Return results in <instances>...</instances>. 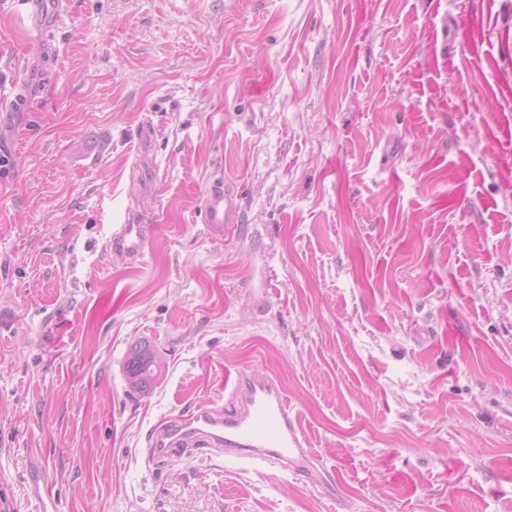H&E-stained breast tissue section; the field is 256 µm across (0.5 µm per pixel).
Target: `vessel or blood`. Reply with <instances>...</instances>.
<instances>
[{
    "label": "vessel or blood",
    "mask_w": 512,
    "mask_h": 512,
    "mask_svg": "<svg viewBox=\"0 0 512 512\" xmlns=\"http://www.w3.org/2000/svg\"><path fill=\"white\" fill-rule=\"evenodd\" d=\"M24 28L37 27L39 12L59 20L64 0H8ZM203 222L211 234L233 233L241 221V197L226 181H212L202 199ZM151 242V227L124 221L112 233L114 254L136 261ZM230 401L199 402L174 417H166L151 429L146 456L168 459L184 448H214L227 463L261 472L280 468L289 477L318 485L326 465L310 448L306 430L279 381L268 375H238L228 388Z\"/></svg>",
    "instance_id": "vessel-or-blood-1"
}]
</instances>
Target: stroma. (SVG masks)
Masks as SVG:
<instances>
[{
    "label": "stroma",
    "mask_w": 512,
    "mask_h": 512,
    "mask_svg": "<svg viewBox=\"0 0 512 512\" xmlns=\"http://www.w3.org/2000/svg\"><path fill=\"white\" fill-rule=\"evenodd\" d=\"M508 41L512 0H68L46 36L0 9V95L34 99L0 109V512H36V468L61 512H512ZM238 372L335 479L147 460ZM203 223L207 224L214 237L233 233L236 224L241 223L243 211L241 197L230 189L224 178L212 181L202 199ZM152 224H141L139 221L125 220L118 224L112 233L109 247L114 254L132 261L141 259L151 242ZM164 371L160 359L147 350H134L126 364V382L128 387L137 392L150 390Z\"/></svg>",
    "instance_id": "1"
}]
</instances>
